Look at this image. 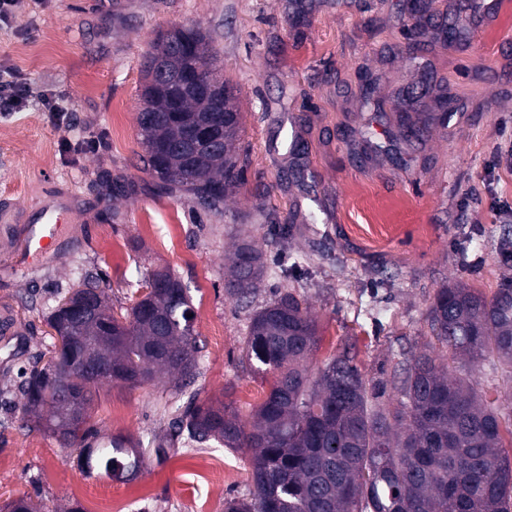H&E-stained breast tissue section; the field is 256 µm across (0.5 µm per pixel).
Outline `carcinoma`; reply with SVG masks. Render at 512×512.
Returning a JSON list of instances; mask_svg holds the SVG:
<instances>
[{
  "mask_svg": "<svg viewBox=\"0 0 512 512\" xmlns=\"http://www.w3.org/2000/svg\"><path fill=\"white\" fill-rule=\"evenodd\" d=\"M212 38L201 27L159 33L144 62L137 116L143 170L167 194L186 192L217 211L242 180L233 150L242 113L234 89L215 65ZM230 122L224 148L195 139L192 131ZM263 253L246 239L231 256L227 293L239 299L259 287ZM149 292L108 336L102 323L74 318L56 307L47 317L59 345L41 366L20 371L22 427L50 433L78 450L88 477L127 483L143 467V453L114 437L94 448L88 426L96 381L80 399L64 391L80 384L75 365L88 345L94 360L112 367L115 382L134 388L168 375L183 391L195 375L200 343L181 279L158 270ZM109 309L103 291L86 281L66 296L73 306L85 296ZM435 343L405 359L394 397L378 403L369 394L346 348L317 374L310 360L317 345L315 322L291 293L255 311L246 357L254 372H279L266 399L246 425L222 403L189 396L177 431L154 439L157 458L168 456L182 433L198 443L250 452L252 484L224 512H512V414L482 398L474 378L452 375L450 363L477 367L489 353L512 369V284L490 297L464 285L437 289L427 312Z\"/></svg>",
  "mask_w": 512,
  "mask_h": 512,
  "instance_id": "cac0c4a2",
  "label": "carcinoma"
}]
</instances>
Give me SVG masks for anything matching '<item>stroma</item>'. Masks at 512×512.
Listing matches in <instances>:
<instances>
[{"instance_id":"obj_1","label":"stroma","mask_w":512,"mask_h":512,"mask_svg":"<svg viewBox=\"0 0 512 512\" xmlns=\"http://www.w3.org/2000/svg\"><path fill=\"white\" fill-rule=\"evenodd\" d=\"M430 12L457 21L461 40L415 31L407 0H27L0 25V69L72 110L63 125L34 102L0 112V506L27 495L42 512H93L105 495L116 512H224L250 487L247 451L185 439L161 461L149 448L191 394L250 421L275 380L245 359L254 311L294 294L317 324L313 368L352 347L371 388L429 342L438 288L512 282V219L495 215L512 204V174L488 167L512 148V0H433ZM195 25L243 114L244 180L217 212L160 192L140 162L143 57L159 32ZM414 91L423 133L410 139L396 114ZM49 202L63 209L59 235L16 265L32 209ZM243 237L266 272L240 300L224 256ZM163 269L192 298L196 374L182 393L165 380L100 386L90 426L102 443L130 437L144 468L130 483L85 476L76 452L21 428L18 374L53 350L46 317L69 291L95 279L121 315ZM213 460L220 495L197 477Z\"/></svg>"}]
</instances>
